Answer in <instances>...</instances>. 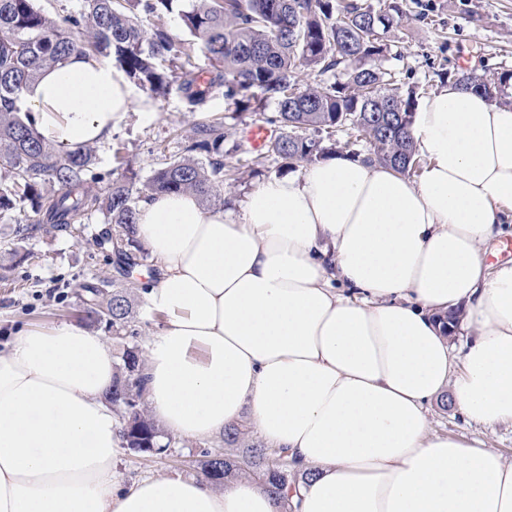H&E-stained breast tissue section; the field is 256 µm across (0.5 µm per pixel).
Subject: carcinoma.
<instances>
[{
  "label": "carcinoma",
  "mask_w": 512,
  "mask_h": 512,
  "mask_svg": "<svg viewBox=\"0 0 512 512\" xmlns=\"http://www.w3.org/2000/svg\"><path fill=\"white\" fill-rule=\"evenodd\" d=\"M36 0H0V161L12 171L0 181V214L25 204L38 223L66 231L93 212L115 225L112 250L117 277L97 279L81 288L85 324L107 322L119 335H136L131 303L122 278L140 265L143 251L133 237L140 203L153 194L193 193L207 203L221 197L224 186V143L230 134L218 121L199 124L187 151L206 153V162L183 158L164 163L142 184L114 180L105 191L96 185L88 146L67 150L46 142L31 113L20 106L22 90L44 68L65 62L73 53L108 55L125 74L156 96L177 84L187 103L202 105L214 91L239 112H263L277 104L282 132L271 138L266 154L292 165L311 164L336 152L335 135L350 130L370 144L368 161L408 175L415 168L410 134L414 92L394 86L381 65L383 35L401 24L397 5L375 12L357 0H82L81 11L52 18ZM177 14L190 39L162 25L144 29L138 18ZM202 54L208 67L195 62ZM307 68L320 79L305 86L297 71ZM459 82L493 97L508 96L512 73L491 81L468 74ZM312 134H301V131ZM58 189L49 192L46 185ZM112 294H105L106 288ZM144 356L133 345L123 352L112 383V410L123 447L159 453L164 431L145 402ZM215 483L242 476L263 483L280 502L293 509L290 490L295 470L286 448H267L250 436L246 423L224 430L223 448H204L195 460Z\"/></svg>",
  "instance_id": "cac0c4a2"
}]
</instances>
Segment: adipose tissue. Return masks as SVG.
Instances as JSON below:
<instances>
[{"mask_svg":"<svg viewBox=\"0 0 512 512\" xmlns=\"http://www.w3.org/2000/svg\"><path fill=\"white\" fill-rule=\"evenodd\" d=\"M137 98L112 60L74 54L21 105L75 149L110 138ZM411 133L414 180L339 154L236 211L189 193L139 206L134 236L157 261L142 294L165 318L145 362L151 414L189 439L249 416L296 455L298 512H512V462L428 417L446 395L466 423L512 424V261L483 258L512 215V102L451 81ZM115 372L74 322L22 327L0 350V512H279L250 478L125 484Z\"/></svg>","mask_w":512,"mask_h":512,"instance_id":"adipose-tissue-1","label":"adipose tissue"}]
</instances>
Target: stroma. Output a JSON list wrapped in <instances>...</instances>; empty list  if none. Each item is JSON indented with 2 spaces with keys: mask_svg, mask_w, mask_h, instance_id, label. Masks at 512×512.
Listing matches in <instances>:
<instances>
[{
  "mask_svg": "<svg viewBox=\"0 0 512 512\" xmlns=\"http://www.w3.org/2000/svg\"><path fill=\"white\" fill-rule=\"evenodd\" d=\"M405 12L401 25L385 37L387 46L382 65L394 73L401 89L414 90L424 97L443 85L444 73H472L492 77L512 71V0H398ZM153 119H144L133 109L126 124L113 131L108 141L94 144L93 170L106 180L134 172L136 182H144L163 163L185 157L188 137L198 123L222 121L236 139L245 140L255 125L279 132L277 109L268 105L262 112H237L221 93H214L199 108H191L178 89H171L153 101ZM30 208L0 216V350L22 325L50 327L62 321H78L82 303L81 285L94 277H112V253L99 249L95 233L104 230L102 215H95L88 228L76 233L44 227L28 237L15 228L36 223ZM143 271L125 280L132 304L136 336H116L107 323L95 325L121 357L126 347H147L164 321L162 314L147 306L139 288ZM433 427L467 439L483 438L487 447L512 460V425L488 431L467 425L452 410L434 405ZM221 437L204 440L174 438L166 452L137 453L122 449L117 470L125 483L141 477L180 473L192 474L189 460L202 449L221 446Z\"/></svg>",
  "mask_w": 512,
  "mask_h": 512,
  "instance_id": "1",
  "label": "stroma"
}]
</instances>
